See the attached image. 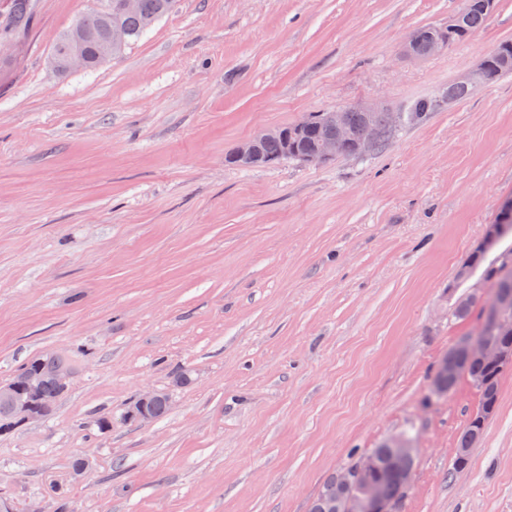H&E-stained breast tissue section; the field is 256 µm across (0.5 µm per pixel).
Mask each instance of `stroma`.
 <instances>
[{"mask_svg":"<svg viewBox=\"0 0 512 512\" xmlns=\"http://www.w3.org/2000/svg\"><path fill=\"white\" fill-rule=\"evenodd\" d=\"M463 3L178 0L119 58L62 74L53 44L92 0H36L0 67V383L49 351L73 377L51 418L0 434L1 503L56 512L61 489L72 512H309L353 454L408 430L398 512H512V371L463 471L477 389L427 400L490 294L456 274L512 200V75L378 151L225 161L313 112L442 94L512 40L499 0L465 43L401 59ZM147 389L167 414L127 421ZM275 134H284V132H281L278 128L265 129L245 140L235 150L234 160L244 167L256 166L262 163L265 158L260 153V143ZM387 444L394 450L395 456L392 459V464L398 466L400 459H406L405 463L399 466L401 483L404 489H406L412 484L414 479V452L416 449L413 448L415 445L414 440L405 437H393Z\"/></svg>","mask_w":512,"mask_h":512,"instance_id":"35a3bbf8","label":"stroma"}]
</instances>
